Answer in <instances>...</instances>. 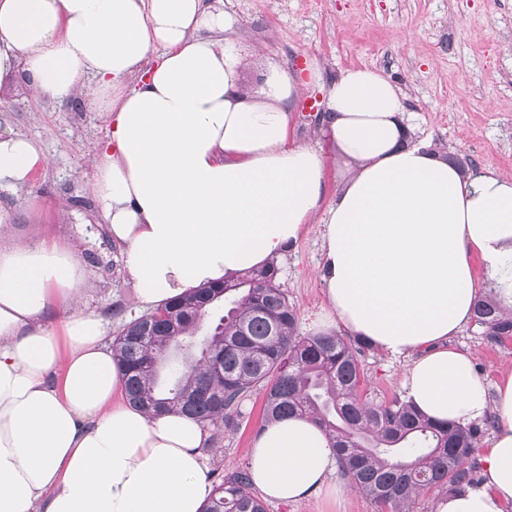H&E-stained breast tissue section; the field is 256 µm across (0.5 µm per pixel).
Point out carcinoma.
<instances>
[{
	"label": "carcinoma",
	"mask_w": 512,
	"mask_h": 512,
	"mask_svg": "<svg viewBox=\"0 0 512 512\" xmlns=\"http://www.w3.org/2000/svg\"><path fill=\"white\" fill-rule=\"evenodd\" d=\"M281 268L247 271L216 288H200L121 326L112 342L128 404L149 416L180 412L201 421L215 441L236 431L241 404L265 393V420L301 414L333 440L352 489L381 512H409L432 491L456 493L473 483L467 461L480 430L429 419L396 396L364 394L359 356L367 341L347 334L300 337L298 315L279 282ZM473 324L497 344L512 340V314L490 288ZM205 512H266L249 467L214 476Z\"/></svg>",
	"instance_id": "cac0c4a2"
}]
</instances>
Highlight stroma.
Masks as SVG:
<instances>
[{"label": "stroma", "instance_id": "stroma-1", "mask_svg": "<svg viewBox=\"0 0 512 512\" xmlns=\"http://www.w3.org/2000/svg\"><path fill=\"white\" fill-rule=\"evenodd\" d=\"M232 16V38L242 53V83L257 88L263 58L291 68L317 63L322 79L300 96L294 112L293 140L320 149L327 166V197L348 165L318 131L309 111L327 103L328 86L350 66L383 70L402 87L414 136L469 168L491 167L512 175V0H224ZM108 114L86 82L83 94L59 104L26 86L23 72L0 77V132L33 140L47 158L28 181L0 192V240H66L88 276L85 306L101 312L108 338L142 311L111 243L93 190L92 161L106 138ZM110 262L99 268L95 257ZM321 241L310 226L288 256L279 281L299 317L298 333L317 334L328 307L318 275ZM471 352L475 370L487 386L512 369V340L494 344L475 326L449 341ZM362 363L366 389L374 401L402 394L407 362L379 350ZM263 391L242 406L238 431L225 433L208 448L213 471L248 461L255 430L262 425ZM268 512H380L355 490L336 498L313 495L292 504L272 503Z\"/></svg>", "mask_w": 512, "mask_h": 512}]
</instances>
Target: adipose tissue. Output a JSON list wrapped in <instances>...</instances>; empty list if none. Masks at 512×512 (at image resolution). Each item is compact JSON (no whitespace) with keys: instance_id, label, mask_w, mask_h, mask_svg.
I'll list each match as a JSON object with an SVG mask.
<instances>
[{"instance_id":"1","label":"adipose tissue","mask_w":512,"mask_h":512,"mask_svg":"<svg viewBox=\"0 0 512 512\" xmlns=\"http://www.w3.org/2000/svg\"><path fill=\"white\" fill-rule=\"evenodd\" d=\"M232 27L210 0H0V74L24 65L33 91L60 104L95 78L111 126L94 192L145 309L285 264L320 225L328 306L349 334L408 359L406 399L438 421L496 418L480 484L434 512H512V370L488 396L471 354L448 344L472 317L476 266L512 310V177L461 172L412 139L397 82L352 66L321 119L351 163L326 199L320 150L289 140L317 71L268 57L245 89ZM44 162L32 140L0 134V190ZM85 286L68 243L0 246V512H203L208 430L123 403ZM249 466L272 502L340 488L332 440L305 416L263 423Z\"/></svg>"}]
</instances>
